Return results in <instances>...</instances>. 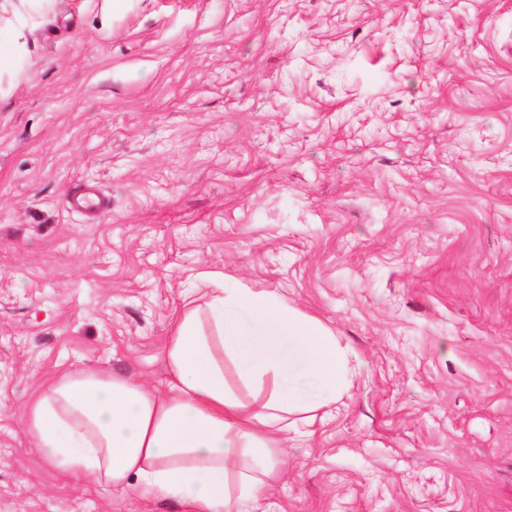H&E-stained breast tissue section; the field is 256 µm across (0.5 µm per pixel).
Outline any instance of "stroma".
<instances>
[{"mask_svg":"<svg viewBox=\"0 0 512 512\" xmlns=\"http://www.w3.org/2000/svg\"><path fill=\"white\" fill-rule=\"evenodd\" d=\"M0 30V512H183L62 482L23 417L59 369L166 392L202 279L351 370L238 512H512V0H0Z\"/></svg>","mask_w":512,"mask_h":512,"instance_id":"1","label":"stroma"}]
</instances>
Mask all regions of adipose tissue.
I'll use <instances>...</instances> for the list:
<instances>
[{"label": "adipose tissue", "mask_w": 512, "mask_h": 512, "mask_svg": "<svg viewBox=\"0 0 512 512\" xmlns=\"http://www.w3.org/2000/svg\"><path fill=\"white\" fill-rule=\"evenodd\" d=\"M169 394L120 372L57 374L24 411L36 452L69 481L88 478L188 512H233L257 498L285 453L292 415L335 404L345 354L316 317L254 288L185 303L165 347ZM266 393L238 396L224 371Z\"/></svg>", "instance_id": "1"}]
</instances>
